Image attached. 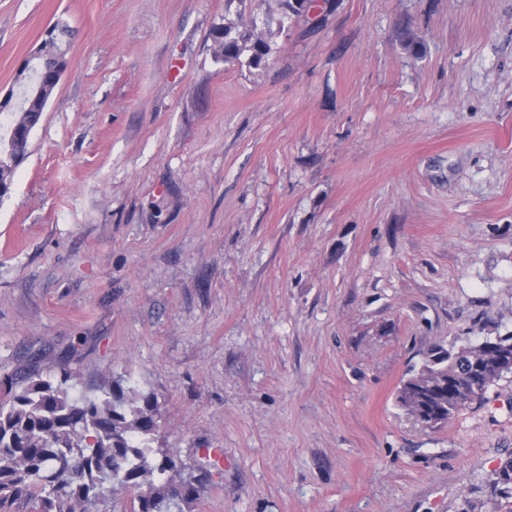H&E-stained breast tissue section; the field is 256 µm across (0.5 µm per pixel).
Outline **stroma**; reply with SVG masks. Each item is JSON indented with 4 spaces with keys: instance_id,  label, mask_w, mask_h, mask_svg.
Returning <instances> with one entry per match:
<instances>
[{
    "instance_id": "35a3bbf8",
    "label": "stroma",
    "mask_w": 512,
    "mask_h": 512,
    "mask_svg": "<svg viewBox=\"0 0 512 512\" xmlns=\"http://www.w3.org/2000/svg\"><path fill=\"white\" fill-rule=\"evenodd\" d=\"M0 0V96L70 63L0 202V374L117 377L192 512H512V375L446 425L436 343L512 334V0ZM259 14L266 63L218 60Z\"/></svg>"
}]
</instances>
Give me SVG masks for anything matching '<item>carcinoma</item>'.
Returning <instances> with one entry per match:
<instances>
[{
	"mask_svg": "<svg viewBox=\"0 0 512 512\" xmlns=\"http://www.w3.org/2000/svg\"><path fill=\"white\" fill-rule=\"evenodd\" d=\"M215 56L258 66L271 54V31L257 17L238 29L222 24L212 30ZM56 84H44L27 112L0 121V202L9 196L14 173L28 154L29 130ZM487 351L467 342L450 351L432 346L412 367L397 399L417 418L442 426L482 398L489 386L512 373L491 369L477 386L468 374ZM74 373L56 381L38 373L19 380L0 378V512H98L96 506L116 488L128 492L123 512H188L203 477L184 476L176 461L158 457L150 443L161 413L152 394L137 393L120 382L102 397L72 394Z\"/></svg>",
	"mask_w": 512,
	"mask_h": 512,
	"instance_id": "1",
	"label": "carcinoma"
}]
</instances>
